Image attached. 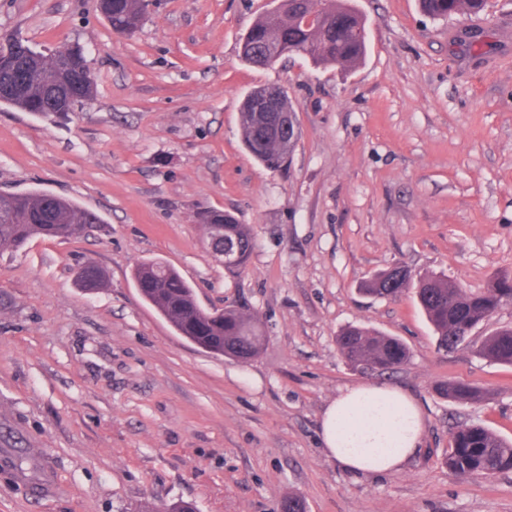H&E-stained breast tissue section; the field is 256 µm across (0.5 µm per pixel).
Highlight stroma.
I'll list each match as a JSON object with an SVG mask.
<instances>
[{
  "label": "stroma",
  "instance_id": "stroma-1",
  "mask_svg": "<svg viewBox=\"0 0 512 512\" xmlns=\"http://www.w3.org/2000/svg\"><path fill=\"white\" fill-rule=\"evenodd\" d=\"M367 54L354 67L294 57L259 68L240 41L272 0H150L133 35L96 0H0V35L38 52L81 48L94 96L68 115L0 105V191L41 190L101 218L90 232L0 254V512H137L182 499L197 512H512V471L442 464L450 431L479 423L512 440V367L474 342L512 326V303L470 343L439 349L416 298L369 297L396 265L476 291L512 273V0L433 18L419 0H353ZM284 88L299 138L281 170L245 149L241 102ZM250 225L247 266L229 273L201 214ZM161 260L205 309L260 318V354L238 362L180 336L140 295L138 263ZM94 262L108 285L87 294ZM400 338L410 360L361 373L336 335ZM491 391L452 403L436 382ZM384 383L423 407V446L398 473L329 461L323 409ZM53 482L41 488L42 473Z\"/></svg>",
  "mask_w": 512,
  "mask_h": 512
}]
</instances>
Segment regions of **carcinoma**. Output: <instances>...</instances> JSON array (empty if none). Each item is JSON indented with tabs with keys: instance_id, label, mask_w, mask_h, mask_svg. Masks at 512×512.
<instances>
[{
	"instance_id": "cac0c4a2",
	"label": "carcinoma",
	"mask_w": 512,
	"mask_h": 512,
	"mask_svg": "<svg viewBox=\"0 0 512 512\" xmlns=\"http://www.w3.org/2000/svg\"><path fill=\"white\" fill-rule=\"evenodd\" d=\"M103 13L111 27L135 30L142 17L141 0H103ZM323 0H281L279 12L266 13L251 27L258 46L266 43L271 30H278L285 57L303 56L316 66L355 65L366 51V20L350 0H328V10L308 24L312 6ZM422 9L434 18L458 13L477 14L486 0H421ZM93 88L75 83L59 66L54 55L28 56L19 51L0 54V104L26 112H67L72 102L88 99ZM241 130L245 148L264 167L276 170L283 159V146L272 134L260 131L252 118L250 99L243 100ZM202 223L224 225V238L240 250L238 268L248 263L254 248L252 229L220 211L200 216ZM100 219L79 203L50 196L42 191L6 193L0 196V252L22 247L34 237L68 238L71 224H98ZM134 280L142 298L152 305L176 332L210 352L246 362L264 345V332L256 318L228 306L224 318L213 319L197 302L193 288L167 263L140 264ZM415 296L443 346L463 339L512 302V274L502 273L486 287L471 291L440 276L416 278L405 266H396L364 280L361 291L375 297H396L408 289ZM336 344L347 363L355 368L379 372L394 370L411 357L406 344L375 329L350 326L337 337ZM479 357L512 367V328H503L476 344ZM436 395L457 403H477L489 399L484 389L463 382H439ZM448 470L463 477L493 478L512 471V442L481 424L457 427L450 435L443 457ZM186 503L173 501L157 507L149 501L140 512H184Z\"/></svg>"
}]
</instances>
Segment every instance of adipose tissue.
I'll return each instance as SVG.
<instances>
[{"mask_svg":"<svg viewBox=\"0 0 512 512\" xmlns=\"http://www.w3.org/2000/svg\"><path fill=\"white\" fill-rule=\"evenodd\" d=\"M424 429L415 398L384 384L341 390L321 419L326 456L365 476L403 470L419 452Z\"/></svg>","mask_w":512,"mask_h":512,"instance_id":"adipose-tissue-1","label":"adipose tissue"}]
</instances>
